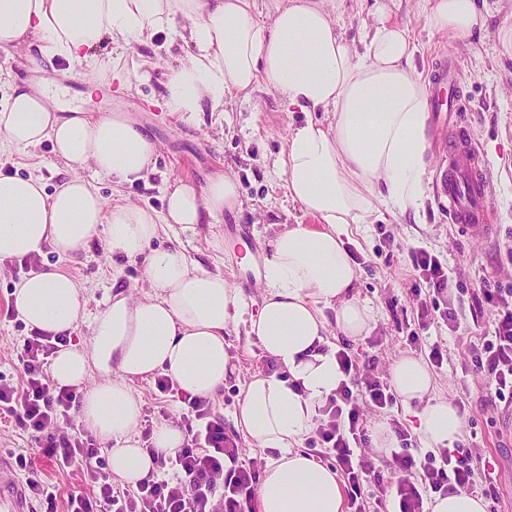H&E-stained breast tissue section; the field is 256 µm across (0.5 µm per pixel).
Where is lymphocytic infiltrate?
Here are the masks:
<instances>
[{
  "mask_svg": "<svg viewBox=\"0 0 512 512\" xmlns=\"http://www.w3.org/2000/svg\"><path fill=\"white\" fill-rule=\"evenodd\" d=\"M418 278L427 284L434 301L443 305L439 318L449 328L458 325L454 306L458 291L447 263L425 250L412 254ZM474 300L493 308L492 335L482 336L470 346V368L481 378L486 402L512 407V289L492 286L481 280L470 290ZM63 335L33 331L16 357L23 370L20 383L0 378V415L14 419L18 427L43 438L42 455L57 468L80 469L90 492L60 499L56 485L30 480L35 499L44 512H253L258 484V463L244 460L239 442L224 431L223 421L211 411L209 400L186 392L177 393L181 423L190 439L176 457L154 455L151 475L136 489L118 494L101 449L82 433L64 431L80 395L73 388H58L46 375L48 359ZM337 359L344 378L324 410V418L312 445L335 463L347 481L352 512H371L386 499L398 503L399 512H428L427 503L436 493L464 491L495 496L498 472L488 457L464 445L413 454L407 430L399 420L389 426L398 439L381 476L368 450L369 438L364 412L393 407L397 397L388 382L367 381L356 388L359 359L342 350Z\"/></svg>",
  "mask_w": 512,
  "mask_h": 512,
  "instance_id": "lymphocytic-infiltrate-1",
  "label": "lymphocytic infiltrate"
}]
</instances>
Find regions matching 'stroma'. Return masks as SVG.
<instances>
[{
    "instance_id": "1",
    "label": "stroma",
    "mask_w": 512,
    "mask_h": 512,
    "mask_svg": "<svg viewBox=\"0 0 512 512\" xmlns=\"http://www.w3.org/2000/svg\"><path fill=\"white\" fill-rule=\"evenodd\" d=\"M488 13L483 32L467 38L430 34L420 17V0H400L394 17L407 24L418 45V69L433 78L443 59L450 58L459 70V88L465 114L493 176L489 191L497 212V228L489 238L478 240L462 234L448 222V213L433 185L438 160L440 133L429 126L424 221L416 223L413 213H384L371 224L352 225L350 247L357 256L359 280L356 295L373 311L372 328L367 336L353 341L338 332L329 339L337 348H350L361 369L385 378L391 365L411 354L410 332L420 329V299L411 288L415 282L412 251L423 249L447 262L454 280L464 285L487 278L502 287H512V57L501 55L499 30L512 26V0H483ZM147 82L138 92L125 96L112 94L106 80L91 69L70 68L60 63L57 71L40 72L23 64L17 50L0 51V103L13 85L41 86L58 83L65 94L58 99L60 111L81 106L83 111L105 116L115 110L137 120L156 148L155 169L150 187L139 184L113 186L99 179L95 185L107 204L132 201L160 211L165 207L166 186L183 180L204 186L218 172L237 174L244 207L241 213L226 215L216 224H202L197 235L181 238L189 254L208 270H223L228 282L241 288L247 302L261 300L259 286L268 241L277 224H306L299 204L292 202L281 174L272 161L285 142L291 126L304 121L301 112H289L279 99L264 91L237 96L226 111L172 115L157 108L168 75L184 54L181 45L170 44ZM0 171L41 174L47 190H54L70 171L55 157L51 142L37 150H13L0 154ZM222 237L223 251L211 249L212 236ZM40 268L57 267L81 282L88 299L87 315L71 332L72 344L86 341L92 334L95 314L104 309L116 288L144 285L143 260H126L111 255L105 230H98L87 250L72 257L44 250L38 257ZM25 271L19 261L0 262V375L12 381L22 378L16 350L31 334L21 317H8L13 304L11 292ZM460 326L449 330L434 322L423 330L428 344L439 345L445 361L432 368L435 396L463 401L465 414L473 424L469 446L492 456L499 465L498 495L486 501V512H512V418L502 409L480 399L479 380L462 367L469 358L471 342L491 332L488 307L477 306L471 295H459L456 302ZM229 352L235 372L224 385L213 411L224 422V431L235 434L233 413L242 398L243 386L251 372L264 369L260 350L246 336L229 334ZM136 391L142 403V418L155 425L173 421L180 404L175 394H160L153 380L138 382Z\"/></svg>"
}]
</instances>
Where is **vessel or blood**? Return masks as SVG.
I'll use <instances>...</instances> for the list:
<instances>
[{
  "mask_svg": "<svg viewBox=\"0 0 512 512\" xmlns=\"http://www.w3.org/2000/svg\"><path fill=\"white\" fill-rule=\"evenodd\" d=\"M455 83L453 62H441L434 77L431 105L435 115L448 117V145L436 171V190L447 203L451 223L483 239L494 230L489 195L491 172L469 126L462 120V101L451 91ZM32 508L12 462L0 455V512H32Z\"/></svg>",
  "mask_w": 512,
  "mask_h": 512,
  "instance_id": "vessel-or-blood-1",
  "label": "vessel or blood"
}]
</instances>
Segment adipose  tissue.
Here are the masks:
<instances>
[{
    "mask_svg": "<svg viewBox=\"0 0 512 512\" xmlns=\"http://www.w3.org/2000/svg\"><path fill=\"white\" fill-rule=\"evenodd\" d=\"M339 2L275 0L266 23L256 18L254 0H0V48L34 45L35 70L89 63L131 92L148 79L152 60L128 70L112 58L90 57V50L106 38L131 49L167 28L190 51L164 84L163 111L220 112L227 95L259 87L287 111L307 115L290 128L273 167L313 221L282 225L270 238L264 294L251 313L223 272L202 269L183 246L153 245L164 228L193 232L241 210L236 177L218 173L202 188L174 182L160 214L132 203L108 207L76 170L91 166L96 177L119 185L147 181L155 146L136 120L124 112L61 115L51 87L13 86L0 107V148L48 141L74 170L51 192L40 175L0 173V260L47 247L75 255L101 225L113 255L146 260L148 293L114 294L84 345L60 348L49 367L55 386L84 388L79 420L109 443L112 474L128 485L153 468L137 439L136 382L163 374L180 391L216 398L235 372L224 333L241 324L277 366L250 375L233 416L250 445L276 453L262 472L256 512H345L336 470L300 445L343 379L330 329L355 340L373 322L371 308L352 293L359 271L346 243L350 225L423 205L429 96L411 31L393 19L386 0H377L357 48L339 30ZM422 17L430 32L456 37L485 25L478 0H425ZM319 112L331 121L316 120ZM12 297L27 326L52 335L74 329L86 314L81 286L53 267L23 276ZM95 370L104 379L87 386ZM390 378L426 447L449 448L460 439L463 418L434 396L424 362L400 357Z\"/></svg>",
    "mask_w": 512,
    "mask_h": 512,
    "instance_id": "obj_1",
    "label": "adipose tissue"
}]
</instances>
